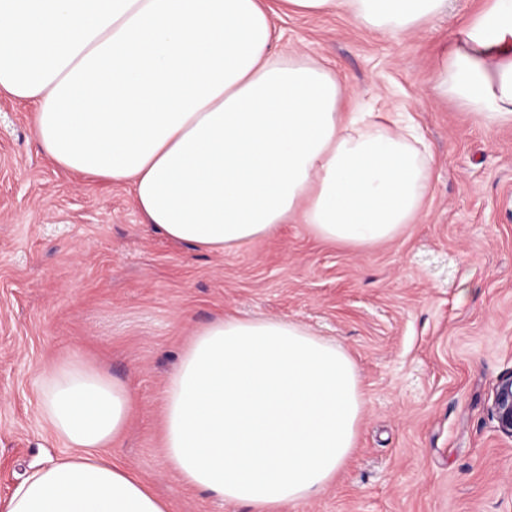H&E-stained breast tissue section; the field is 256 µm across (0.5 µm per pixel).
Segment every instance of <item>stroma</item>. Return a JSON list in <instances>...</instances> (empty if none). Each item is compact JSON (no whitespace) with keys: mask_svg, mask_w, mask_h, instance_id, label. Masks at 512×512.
<instances>
[{"mask_svg":"<svg viewBox=\"0 0 512 512\" xmlns=\"http://www.w3.org/2000/svg\"><path fill=\"white\" fill-rule=\"evenodd\" d=\"M484 0L399 39L345 15L278 19L364 101L407 112L432 163L419 218L351 249L302 224L221 253L152 231L130 185L60 170L32 105L0 96V500L67 449L43 372L71 355L127 384L135 410L108 453L170 512H247L181 482L162 443L165 386L195 330L224 315L299 323L355 361L366 401L336 480L290 512H512V439L489 415L512 371V124L481 126L430 71Z\"/></svg>","mask_w":512,"mask_h":512,"instance_id":"obj_1","label":"stroma"}]
</instances>
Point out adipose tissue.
Instances as JSON below:
<instances>
[{"instance_id": "ef3b65f1", "label": "adipose tissue", "mask_w": 512, "mask_h": 512, "mask_svg": "<svg viewBox=\"0 0 512 512\" xmlns=\"http://www.w3.org/2000/svg\"><path fill=\"white\" fill-rule=\"evenodd\" d=\"M448 0H0V94L33 104L62 169L131 185L146 224L221 252L302 224L364 249L414 223L431 169L402 112H367L307 53L275 54L276 10L342 12L398 39ZM431 81L486 126L512 123V0L439 52ZM365 400L341 348L282 319L219 317L166 384L163 448L183 483L250 512H286L333 483ZM135 401L81 358L43 374L65 458L0 512H170L107 456Z\"/></svg>"}]
</instances>
